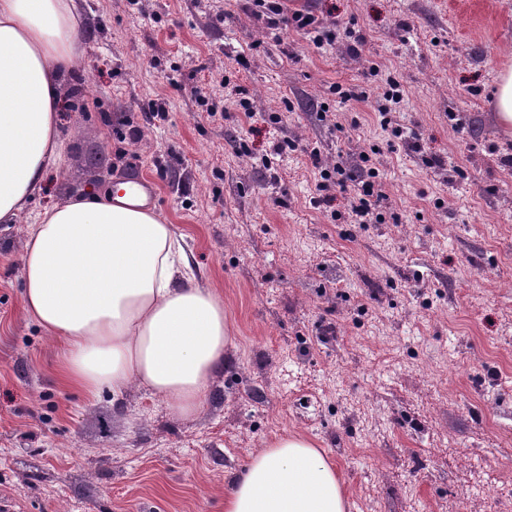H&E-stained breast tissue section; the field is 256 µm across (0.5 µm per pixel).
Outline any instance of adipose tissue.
<instances>
[{
    "label": "adipose tissue",
    "instance_id": "1",
    "mask_svg": "<svg viewBox=\"0 0 512 512\" xmlns=\"http://www.w3.org/2000/svg\"><path fill=\"white\" fill-rule=\"evenodd\" d=\"M81 0H0V224L60 167L62 83L80 54ZM173 225L118 185L42 210L24 254L25 312L64 349L63 380L89 395L136 379L195 414L233 342L223 296L187 274ZM224 512H347L334 466L281 436L252 454Z\"/></svg>",
    "mask_w": 512,
    "mask_h": 512
}]
</instances>
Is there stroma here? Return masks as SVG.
I'll return each instance as SVG.
<instances>
[{
	"label": "stroma",
	"instance_id": "1",
	"mask_svg": "<svg viewBox=\"0 0 512 512\" xmlns=\"http://www.w3.org/2000/svg\"><path fill=\"white\" fill-rule=\"evenodd\" d=\"M312 9L332 45L269 29L247 0H84L65 163L0 224V512H224L235 473L283 435L335 464L349 512H512V135L493 100L512 0ZM391 78V118L421 151L380 125ZM131 125L140 139L122 138ZM285 139L327 163L369 155L383 223L314 204L306 154L266 163ZM134 177L232 323L190 417L133 380L117 396L66 386L22 309L35 214Z\"/></svg>",
	"mask_w": 512,
	"mask_h": 512
}]
</instances>
